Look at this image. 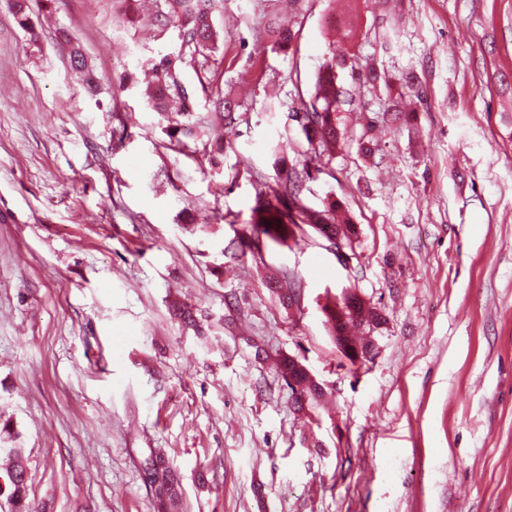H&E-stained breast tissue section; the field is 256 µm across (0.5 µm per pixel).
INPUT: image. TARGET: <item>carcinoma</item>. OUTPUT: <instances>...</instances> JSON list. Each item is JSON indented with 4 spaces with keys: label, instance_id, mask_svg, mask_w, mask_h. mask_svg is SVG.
Listing matches in <instances>:
<instances>
[{
    "label": "carcinoma",
    "instance_id": "carcinoma-1",
    "mask_svg": "<svg viewBox=\"0 0 512 512\" xmlns=\"http://www.w3.org/2000/svg\"><path fill=\"white\" fill-rule=\"evenodd\" d=\"M169 22L178 27L186 51L176 56L170 54L151 62V70L156 75L155 92L146 100V107L167 118L166 133L173 137L199 136V120L194 112L193 93L187 86L173 90L177 86L176 77L183 64L198 65L199 58H208V52L218 46L223 35L212 20L216 7L215 0H166ZM12 10L18 24L26 29L31 24L29 0H12ZM70 65L83 73L88 88L94 87L95 75L75 44L70 50ZM347 66V53L340 48L319 69L308 100L301 108L288 113L289 120L297 123L311 149L323 155L333 154L341 147L343 134L339 129L340 113L345 106L352 105V96L339 82V71ZM365 79L373 84H383L388 92L393 90L409 99L411 111H417L423 103L425 91L416 75L407 73L395 79L385 72L372 70ZM215 111L220 114L223 129H234L239 121L237 104L229 99H219ZM302 176L299 171L283 168L277 173L276 187L271 189L272 196L258 200L252 209L250 239L260 241L266 238L283 243L295 235V230L303 224L313 227L322 237L340 233L336 224V202L329 201L322 211H312L301 204L299 199ZM326 322L330 333L339 337L342 352L351 361L368 354V347L356 346L348 336V325H370L378 321L379 314L373 307L354 294L345 296L342 306L325 310ZM280 375L291 379L288 387L298 404L313 400L320 395L304 366L294 358L285 357L280 363ZM7 480L0 484V495L6 496L11 512H30L27 504V460L23 449L13 448L9 453V466L5 470ZM144 477L147 483L155 487L158 508L172 512L177 503V488L169 462L162 455L153 454L145 462Z\"/></svg>",
    "mask_w": 512,
    "mask_h": 512
}]
</instances>
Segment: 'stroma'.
<instances>
[{
  "mask_svg": "<svg viewBox=\"0 0 512 512\" xmlns=\"http://www.w3.org/2000/svg\"><path fill=\"white\" fill-rule=\"evenodd\" d=\"M164 7L58 0L24 29L0 0V424L32 512H154L152 451L178 512H512V0H218V82L179 74L206 120L217 93L243 103L215 167L145 106L148 60L181 47ZM273 14L291 49L242 45ZM339 42L346 142L301 199H336L358 235L341 257L306 224L251 242L275 162L313 159L270 101L309 98ZM368 66L414 71L418 112L384 118ZM351 292L381 315L355 363L323 312ZM286 356L322 388L301 412ZM147 483L155 487L158 508L170 512L176 507L177 488L169 462L163 455L151 454L144 465Z\"/></svg>",
  "mask_w": 512,
  "mask_h": 512,
  "instance_id": "35a3bbf8",
  "label": "stroma"
}]
</instances>
